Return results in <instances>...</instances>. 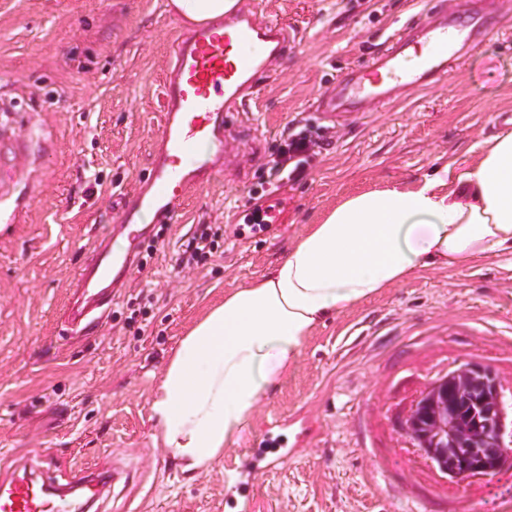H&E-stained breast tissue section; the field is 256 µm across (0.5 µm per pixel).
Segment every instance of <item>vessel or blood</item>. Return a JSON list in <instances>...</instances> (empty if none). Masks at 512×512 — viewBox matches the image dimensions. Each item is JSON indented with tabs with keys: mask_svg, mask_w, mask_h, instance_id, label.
I'll list each match as a JSON object with an SVG mask.
<instances>
[{
	"mask_svg": "<svg viewBox=\"0 0 512 512\" xmlns=\"http://www.w3.org/2000/svg\"><path fill=\"white\" fill-rule=\"evenodd\" d=\"M507 0H459L456 8L431 6L388 38V45L361 63L341 68L312 109L323 121L343 124L379 105L443 82L452 62L475 51L497 26ZM287 24L268 18L256 0H236L220 19L183 27L162 82L163 109L149 165L133 192L120 193L106 234L71 284L63 317L75 333L89 334L112 306L113 293L141 268L140 248L156 224L177 221L189 200L230 165L232 131L256 101L279 59L295 43ZM33 141L29 133H0L1 224L18 223L27 187L16 179ZM216 147L210 163L195 166L192 151ZM153 222H146V215ZM40 479L11 477L0 483V512H77L71 494L53 491L55 455H36ZM96 470L80 479L84 500L110 484Z\"/></svg>",
	"mask_w": 512,
	"mask_h": 512,
	"instance_id": "b4317fda",
	"label": "vessel or blood"
}]
</instances>
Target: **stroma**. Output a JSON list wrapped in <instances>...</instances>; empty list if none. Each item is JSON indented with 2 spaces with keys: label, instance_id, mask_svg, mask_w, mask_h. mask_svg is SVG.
<instances>
[{
  "label": "stroma",
  "instance_id": "35a3bbf8",
  "mask_svg": "<svg viewBox=\"0 0 512 512\" xmlns=\"http://www.w3.org/2000/svg\"><path fill=\"white\" fill-rule=\"evenodd\" d=\"M167 0H0V121L52 141L31 156L41 176L20 223L0 231V478L32 472L34 452L60 459L59 482L120 466L92 512H238L225 470L262 441L272 418L295 442L279 469L253 481L250 512H512V467L463 486L404 443L397 422L426 384L467 361L512 384V253L430 267L316 328L280 388L207 473L186 477L150 417L168 357L226 292L267 274L307 225L346 195L411 183L438 169L456 178L512 113V20L405 102L333 126L309 176L280 190L271 230L221 241L185 269L201 224H237L285 128L338 68L364 60L430 0H261L298 33L247 120L234 169L170 224L90 337L68 331L67 286L106 231L114 196L147 167L161 81L178 26ZM297 442V441H296Z\"/></svg>",
  "mask_w": 512,
  "mask_h": 512
}]
</instances>
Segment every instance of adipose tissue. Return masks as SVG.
<instances>
[{
    "label": "adipose tissue",
    "instance_id": "ef3b65f1",
    "mask_svg": "<svg viewBox=\"0 0 512 512\" xmlns=\"http://www.w3.org/2000/svg\"><path fill=\"white\" fill-rule=\"evenodd\" d=\"M512 252V131L480 145L449 182L345 196L265 276L225 294L181 338L154 390L151 418L183 473L232 447L315 329L417 271Z\"/></svg>",
    "mask_w": 512,
    "mask_h": 512
}]
</instances>
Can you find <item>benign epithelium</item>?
I'll list each match as a JSON object with an SVG mask.
<instances>
[{"label":"benign epithelium","mask_w":512,"mask_h":512,"mask_svg":"<svg viewBox=\"0 0 512 512\" xmlns=\"http://www.w3.org/2000/svg\"><path fill=\"white\" fill-rule=\"evenodd\" d=\"M450 393L476 400L482 417L477 428L457 424ZM398 429L442 477L460 486L512 464V401L496 371L480 362L463 363L430 382Z\"/></svg>","instance_id":"1"}]
</instances>
